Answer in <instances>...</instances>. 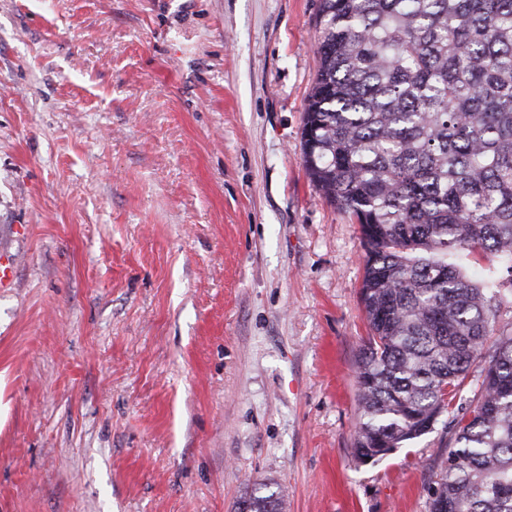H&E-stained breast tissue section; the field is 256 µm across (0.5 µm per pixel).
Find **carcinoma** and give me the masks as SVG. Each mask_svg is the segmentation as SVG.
Here are the masks:
<instances>
[{
    "mask_svg": "<svg viewBox=\"0 0 512 512\" xmlns=\"http://www.w3.org/2000/svg\"><path fill=\"white\" fill-rule=\"evenodd\" d=\"M319 24L303 160L367 247L354 453L427 433L479 363L430 512H512V0H320ZM476 251L505 274L468 273ZM286 508L266 484L237 503Z\"/></svg>",
    "mask_w": 512,
    "mask_h": 512,
    "instance_id": "carcinoma-1",
    "label": "carcinoma"
}]
</instances>
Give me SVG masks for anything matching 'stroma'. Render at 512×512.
Here are the masks:
<instances>
[{"label": "stroma", "mask_w": 512, "mask_h": 512, "mask_svg": "<svg viewBox=\"0 0 512 512\" xmlns=\"http://www.w3.org/2000/svg\"><path fill=\"white\" fill-rule=\"evenodd\" d=\"M319 0H0V512H429L476 404L353 454L358 224L301 129ZM287 503L279 490H271L267 484H259L246 492L237 503L238 512H285Z\"/></svg>", "instance_id": "35a3bbf8"}]
</instances>
